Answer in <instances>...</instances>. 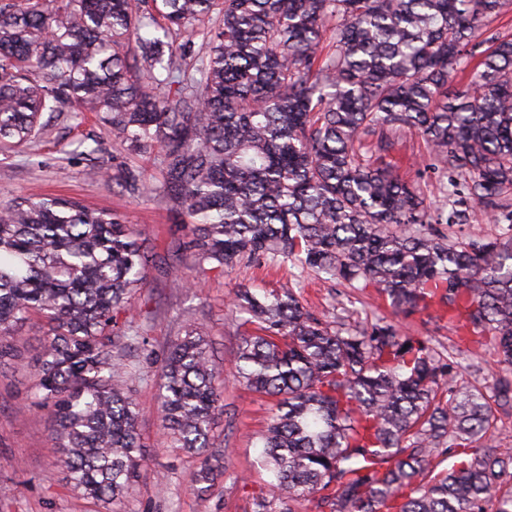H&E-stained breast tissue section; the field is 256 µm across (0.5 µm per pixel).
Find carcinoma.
I'll return each instance as SVG.
<instances>
[{
	"instance_id": "carcinoma-1",
	"label": "carcinoma",
	"mask_w": 512,
	"mask_h": 512,
	"mask_svg": "<svg viewBox=\"0 0 512 512\" xmlns=\"http://www.w3.org/2000/svg\"><path fill=\"white\" fill-rule=\"evenodd\" d=\"M512 0H0V147L36 138L46 112H97L129 155L160 150L159 176L126 163L116 185L186 217L176 251L199 271L291 262L326 282L374 287L397 315L425 314L492 350L443 359L396 323L332 328L291 285L240 284L254 331L234 361L277 399L257 465L279 512L317 494L329 512H512V227L455 241L436 224L508 208L512 35L481 27ZM200 35L190 56L177 38ZM408 134L427 166L463 178L464 209L432 208L390 159ZM176 270L116 214L75 199L0 203V362L17 325L48 331L28 407L51 415L67 485L104 509L142 464L130 390L151 342L130 317L146 272ZM161 427L200 458L224 410V379L201 324L160 364ZM454 459L452 466L443 463Z\"/></svg>"
}]
</instances>
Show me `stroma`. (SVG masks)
<instances>
[{
    "label": "stroma",
    "instance_id": "1",
    "mask_svg": "<svg viewBox=\"0 0 512 512\" xmlns=\"http://www.w3.org/2000/svg\"><path fill=\"white\" fill-rule=\"evenodd\" d=\"M42 121L44 130L38 138L23 147L0 151V202L40 193L75 197L91 209L122 215L148 238L155 252L174 254L179 275L162 277L148 271L144 287L132 301L131 314L152 337L158 353L169 337L182 332L187 321L200 322L224 373V411L213 426L224 470L200 494L191 486L195 458L171 447L162 433L159 368L145 366L143 378L132 386L145 464L121 512H255L257 502L269 498L267 475L255 467L254 460L259 453L257 438L275 401L252 393L234 379L239 338L253 330L230 310L231 292L238 284L269 292L288 287L294 280L315 312L334 313L347 327H368L377 319L395 318L411 334L432 336L444 347H453L455 337L447 322H430L419 314L395 317L375 288L354 290L306 273L297 278L288 264L271 268L258 261L245 262L226 274L212 271L188 279L186 271L193 259L189 253L175 251L180 216L165 199L147 194L132 200L121 195L112 182L115 166L128 159L147 175L157 174V152L127 156L111 127L91 114L75 120L66 112L47 113ZM396 153L428 201L439 200V187L449 183L451 176L427 168L422 141L406 136ZM511 224V213L488 209L468 223L447 228L446 233L462 239L494 238ZM45 332L43 321L36 318L19 326L21 355L0 365V512H94L92 504L67 486L55 461L48 412L25 407L32 363Z\"/></svg>",
    "mask_w": 512,
    "mask_h": 512
}]
</instances>
